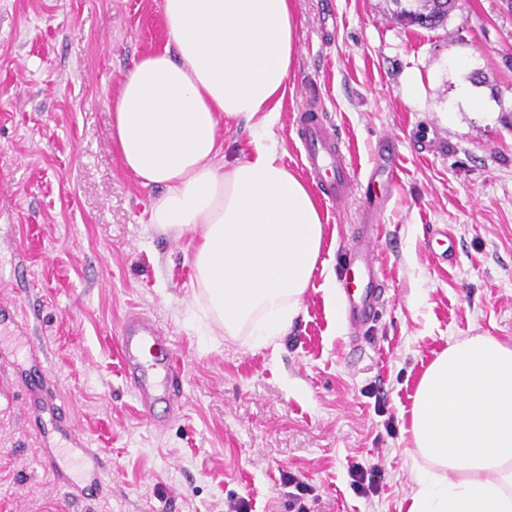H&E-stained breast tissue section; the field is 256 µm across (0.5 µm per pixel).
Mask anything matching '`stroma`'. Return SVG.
Listing matches in <instances>:
<instances>
[{
	"label": "stroma",
	"instance_id": "obj_1",
	"mask_svg": "<svg viewBox=\"0 0 512 512\" xmlns=\"http://www.w3.org/2000/svg\"><path fill=\"white\" fill-rule=\"evenodd\" d=\"M162 0H0V301L15 304L73 426L107 466L76 502L23 409L34 368L25 341L0 338V512H292L286 472L304 477L308 512H407L414 487L409 415L417 383L449 342L512 344V12L461 0L442 26L407 27L390 0H292L297 56L275 137L305 177L293 116L307 99L338 133L356 187L320 199L324 239L302 308L266 347L204 315L191 238L150 222L160 191L128 175L112 113L134 60L167 40ZM466 58L484 106L457 101ZM416 92L406 95L407 77ZM394 151L395 173L381 170ZM383 204L377 266L389 301L352 341L325 298L343 244L363 220L367 184ZM456 257L430 256V231ZM132 311L151 316L182 369V409L165 431L124 383L114 338ZM381 463L374 495L351 487L354 463Z\"/></svg>",
	"mask_w": 512,
	"mask_h": 512
}]
</instances>
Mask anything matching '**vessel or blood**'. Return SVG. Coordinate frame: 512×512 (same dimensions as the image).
Listing matches in <instances>:
<instances>
[{"label":"vessel or blood","instance_id":"obj_1","mask_svg":"<svg viewBox=\"0 0 512 512\" xmlns=\"http://www.w3.org/2000/svg\"><path fill=\"white\" fill-rule=\"evenodd\" d=\"M294 125L307 172L317 179L323 193L335 201L345 200L354 189V180L339 146V138L315 105L296 112ZM366 222L359 225L346 246V268L358 273L359 280L345 289L342 314L352 329L373 322L386 304L383 279L375 271L374 246L378 227L375 223L376 197L365 200ZM123 364V376L130 391L139 400L144 417L156 430L165 429L181 409V366L169 347V341L155 320L134 313L128 315L116 341ZM34 420L51 415L56 432L64 438L79 466L77 479L67 483L68 495L79 500L102 487L105 461L99 449L87 447L74 431L55 384L47 374H40L29 401Z\"/></svg>","mask_w":512,"mask_h":512}]
</instances>
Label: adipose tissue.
<instances>
[{
    "label": "adipose tissue",
    "mask_w": 512,
    "mask_h": 512,
    "mask_svg": "<svg viewBox=\"0 0 512 512\" xmlns=\"http://www.w3.org/2000/svg\"><path fill=\"white\" fill-rule=\"evenodd\" d=\"M165 47L135 60L112 116L124 168L159 188L150 221L195 233L208 316L253 346L285 335L323 246L314 190L273 128L297 54L291 0H162ZM253 122L252 153L218 160L221 121ZM421 462L408 512H512V345L476 335L422 373L410 412Z\"/></svg>",
    "instance_id": "obj_1"
}]
</instances>
